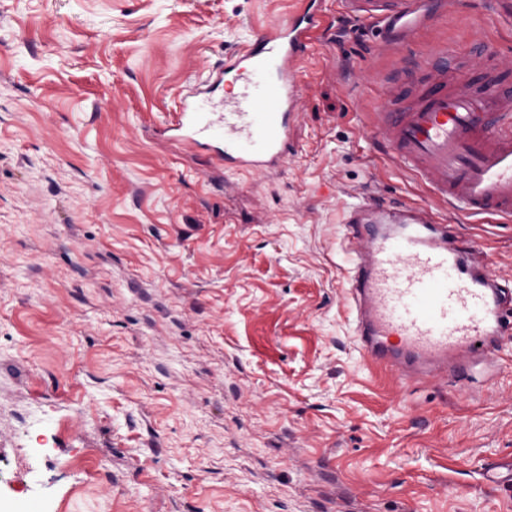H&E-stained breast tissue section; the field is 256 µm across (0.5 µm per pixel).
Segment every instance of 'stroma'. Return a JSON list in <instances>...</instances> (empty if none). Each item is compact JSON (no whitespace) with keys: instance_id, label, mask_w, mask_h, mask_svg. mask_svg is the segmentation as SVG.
I'll return each mask as SVG.
<instances>
[{"instance_id":"stroma-1","label":"stroma","mask_w":512,"mask_h":512,"mask_svg":"<svg viewBox=\"0 0 512 512\" xmlns=\"http://www.w3.org/2000/svg\"><path fill=\"white\" fill-rule=\"evenodd\" d=\"M295 6L0 0V512H512V345L470 385L404 384L344 299L351 209L430 204L365 71L512 56V0L399 56L326 0L279 169L155 136ZM434 211L512 286V220Z\"/></svg>"}]
</instances>
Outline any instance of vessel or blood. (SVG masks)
Returning <instances> with one entry per match:
<instances>
[{"mask_svg": "<svg viewBox=\"0 0 512 512\" xmlns=\"http://www.w3.org/2000/svg\"><path fill=\"white\" fill-rule=\"evenodd\" d=\"M323 0H302L287 22L258 33L243 59L229 58L222 101L203 107L192 85L163 134L213 153L229 170L265 171L284 163L300 109L301 61L322 17ZM353 18L407 34L417 9L447 0H344ZM496 46L458 58L455 70L410 63L409 82L373 74L387 93L377 134L394 162L431 199L464 216L512 217V90L478 84L499 60ZM353 268L346 295L355 334L371 362L400 380L465 377L468 365L512 343V291L488 277L473 250L459 246L426 207L363 205L346 221Z\"/></svg>", "mask_w": 512, "mask_h": 512, "instance_id": "vessel-or-blood-1", "label": "vessel or blood"}]
</instances>
